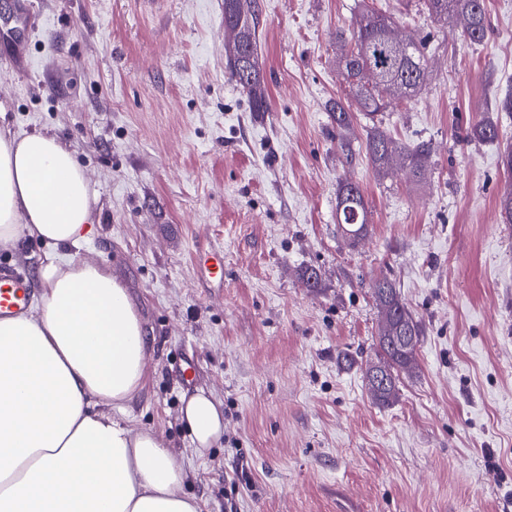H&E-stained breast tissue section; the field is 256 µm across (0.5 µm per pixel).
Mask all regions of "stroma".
Masks as SVG:
<instances>
[{"instance_id":"stroma-1","label":"stroma","mask_w":512,"mask_h":512,"mask_svg":"<svg viewBox=\"0 0 512 512\" xmlns=\"http://www.w3.org/2000/svg\"><path fill=\"white\" fill-rule=\"evenodd\" d=\"M365 1L426 44L422 94L377 117L397 144L429 143L420 182L377 172L364 117L352 157L337 145L336 50ZM34 3L28 29L0 0V119L58 135L88 172L93 233L74 255L139 310L149 351L126 418L163 441L184 492L204 512H512V0H486L480 44L423 0H258L265 112L224 73V0ZM483 119L495 141L468 138ZM345 179L370 212L356 243L336 222ZM214 248L220 281L199 264ZM384 277L422 336L380 405L365 369ZM200 390L224 412L208 449L180 418Z\"/></svg>"}]
</instances>
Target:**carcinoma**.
I'll use <instances>...</instances> for the list:
<instances>
[{
  "label": "carcinoma",
  "mask_w": 512,
  "mask_h": 512,
  "mask_svg": "<svg viewBox=\"0 0 512 512\" xmlns=\"http://www.w3.org/2000/svg\"><path fill=\"white\" fill-rule=\"evenodd\" d=\"M429 14L437 21L462 15L467 19L463 29L465 40L482 43L488 35L484 0H423ZM395 21L392 17L371 8L360 13L357 31L344 43L338 56V67L351 93L350 104L340 100L331 102V112L336 130L343 132L351 127L356 113L373 117L383 112L393 101L412 100L422 93L427 80V55L422 42L409 40L410 50L405 53L395 48L387 36ZM224 26L236 30L231 43L224 47L228 77L246 91L254 111H268L264 71L258 55L257 0H224ZM252 58L250 71H243L242 54ZM470 134L483 141L497 137V127L491 122L475 124ZM367 153L375 169L386 174L391 169L394 156H399L408 174L421 178L431 166V149L420 143L402 147L377 127L372 128L366 141ZM336 222L351 240L356 241L365 232L368 218L360 188L351 183L340 184L336 202ZM378 305L396 307L395 324L414 336L409 352L399 351L378 342L380 361L389 372V387L377 391L370 389L373 399L387 404L396 393L395 370L410 365L420 343L422 328L412 312L402 301L395 285L384 279L373 284Z\"/></svg>",
  "instance_id": "cac0c4a2"
}]
</instances>
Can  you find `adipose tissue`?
Masks as SVG:
<instances>
[{
	"mask_svg": "<svg viewBox=\"0 0 512 512\" xmlns=\"http://www.w3.org/2000/svg\"><path fill=\"white\" fill-rule=\"evenodd\" d=\"M95 199L58 136L0 128V245L55 251L36 271L32 312L0 323V512H201L165 445L123 417L149 347L128 289L67 254L87 240ZM182 419L196 447L224 434L205 393L185 401Z\"/></svg>",
	"mask_w": 512,
	"mask_h": 512,
	"instance_id": "adipose-tissue-1",
	"label": "adipose tissue"
}]
</instances>
